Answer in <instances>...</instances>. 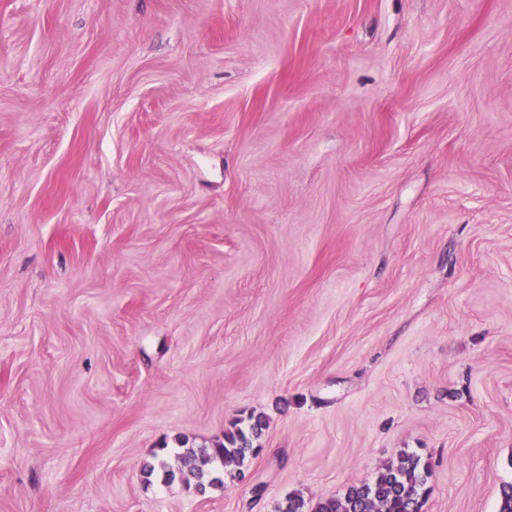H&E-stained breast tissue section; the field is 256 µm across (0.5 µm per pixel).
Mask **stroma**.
I'll return each instance as SVG.
<instances>
[{
	"label": "stroma",
	"instance_id": "stroma-1",
	"mask_svg": "<svg viewBox=\"0 0 512 512\" xmlns=\"http://www.w3.org/2000/svg\"><path fill=\"white\" fill-rule=\"evenodd\" d=\"M265 416L243 474L145 480ZM512 482V0H0V512Z\"/></svg>",
	"mask_w": 512,
	"mask_h": 512
}]
</instances>
